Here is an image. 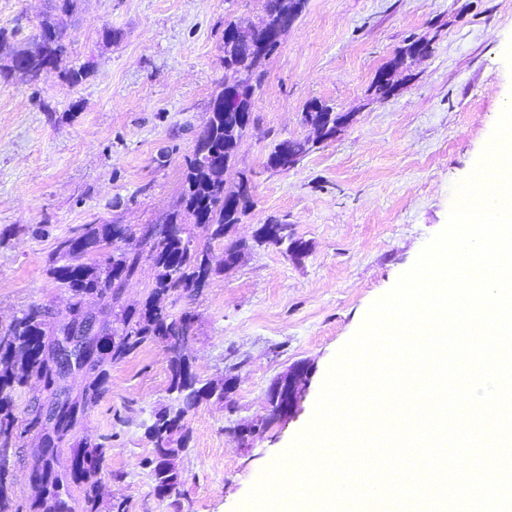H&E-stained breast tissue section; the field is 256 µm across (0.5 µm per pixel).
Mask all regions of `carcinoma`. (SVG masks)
Here are the masks:
<instances>
[{
	"label": "carcinoma",
	"instance_id": "carcinoma-1",
	"mask_svg": "<svg viewBox=\"0 0 512 512\" xmlns=\"http://www.w3.org/2000/svg\"><path fill=\"white\" fill-rule=\"evenodd\" d=\"M81 0H51L49 14L39 18L24 47L11 45L0 32V78L7 80L17 71L36 83L43 73L55 70L71 84L85 79L92 63L70 64L71 40L67 21L80 8ZM278 50L273 42L263 43L260 33L239 22L224 25V55L246 71H255ZM236 149L224 138V91L211 100L209 112L196 137L193 152L184 159V179L179 208L167 214L159 224L138 229L143 250L129 252L113 245L114 232L130 236L133 230L119 224H84L73 235L57 242L49 273L57 287L69 295L70 309L82 310L87 297H95L110 312L112 320L100 327L104 343L91 360L86 373L90 380L79 400L80 413L68 418L73 431L93 404L108 391L112 365L126 359L149 343H164L170 352V377L167 391L171 404L154 413L145 425V437L153 456L144 460L151 470L157 495L176 498L183 484L177 464L179 453L189 443L186 414L203 401L224 400V384L202 382L193 372L191 359L181 348L191 335L192 322L187 313L176 317L161 305L171 294L195 299L217 274L208 247L192 245L194 230L209 242L222 241L227 229L245 215L251 197L242 184L228 187L215 174L206 159L233 161ZM154 266L155 277L145 299L137 307L122 303V290L138 272L142 259ZM58 325L49 323V308L31 304L20 310L9 325L0 326V441L9 436L37 430L39 448L31 468L35 495L20 501L13 484L0 472V512H99L100 449L112 441L106 435L92 448L76 451L70 467L58 471L51 464L64 436L57 441L43 434L37 407L19 409L16 398L34 380L50 398L56 393L55 373L46 352V341ZM83 489L78 504L69 492L71 485Z\"/></svg>",
	"mask_w": 512,
	"mask_h": 512
}]
</instances>
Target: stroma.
Here are the masks:
<instances>
[{"label":"stroma","mask_w":512,"mask_h":512,"mask_svg":"<svg viewBox=\"0 0 512 512\" xmlns=\"http://www.w3.org/2000/svg\"><path fill=\"white\" fill-rule=\"evenodd\" d=\"M49 5L0 0V30L29 35ZM263 17L264 0H82L68 33L73 63H94L86 80H0V324L34 303L52 321L68 318L48 272L59 238L85 224L137 229L176 209L183 159L224 80V24ZM422 36L431 55L396 73L393 95L375 96L376 72ZM262 69L256 120L224 175L253 186L229 234L246 244L241 261L196 300L163 301L197 317L187 347L196 375L232 383L224 402L185 417L179 504L155 494L142 465L152 454L145 425L170 401L164 345L113 364L109 391L57 451L63 471L75 449L111 435L99 498L126 512H242L262 471L310 424L337 351L445 227L455 185L512 101V0H307ZM314 102L351 123L290 170L267 172L277 141L311 136L303 114ZM274 220L291 225L303 254L256 243ZM298 362L312 373L294 416L239 445L232 428L264 417L270 385Z\"/></svg>","instance_id":"stroma-1"}]
</instances>
